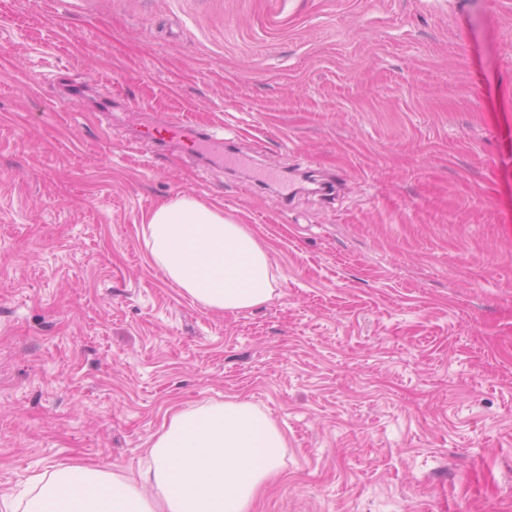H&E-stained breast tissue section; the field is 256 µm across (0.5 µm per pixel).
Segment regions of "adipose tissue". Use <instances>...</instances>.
<instances>
[{"label": "adipose tissue", "instance_id": "adipose-tissue-1", "mask_svg": "<svg viewBox=\"0 0 512 512\" xmlns=\"http://www.w3.org/2000/svg\"><path fill=\"white\" fill-rule=\"evenodd\" d=\"M144 244L165 278L213 312L271 301L270 256L245 225L195 197L160 203L142 226ZM287 440L276 422L246 400L174 415L153 440L138 476H111L83 465L45 472L24 512H250L282 465Z\"/></svg>", "mask_w": 512, "mask_h": 512}]
</instances>
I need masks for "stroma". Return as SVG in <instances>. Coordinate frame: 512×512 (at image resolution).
<instances>
[{"instance_id":"obj_1","label":"stroma","mask_w":512,"mask_h":512,"mask_svg":"<svg viewBox=\"0 0 512 512\" xmlns=\"http://www.w3.org/2000/svg\"><path fill=\"white\" fill-rule=\"evenodd\" d=\"M182 118L252 169L139 146ZM180 193L270 302L153 264ZM234 397L288 439L250 512H512V0H0V512ZM142 236L164 277L209 311L234 313L274 298L269 252L245 224L193 196L160 203L142 224Z\"/></svg>"}]
</instances>
